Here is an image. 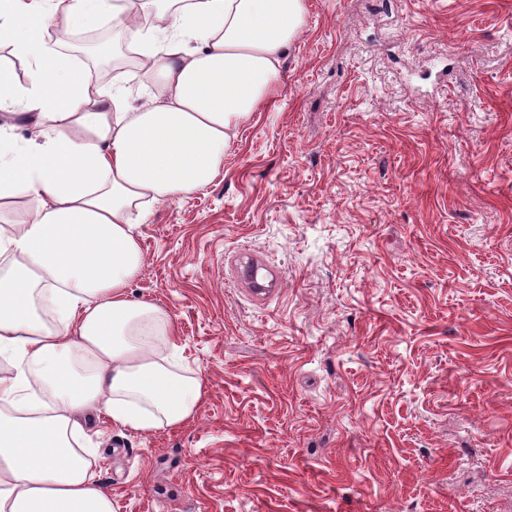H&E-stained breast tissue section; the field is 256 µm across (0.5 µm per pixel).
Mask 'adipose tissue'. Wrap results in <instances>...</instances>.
Masks as SVG:
<instances>
[{"label":"adipose tissue","instance_id":"ef3b65f1","mask_svg":"<svg viewBox=\"0 0 512 512\" xmlns=\"http://www.w3.org/2000/svg\"><path fill=\"white\" fill-rule=\"evenodd\" d=\"M159 78L128 112L60 53L48 22L111 17L120 0H0V42L30 67L0 66V109L40 122L25 145L0 126V206L35 201L0 226V512H112L77 437L91 412L149 434L192 418L203 381L180 373L171 313L132 299L145 259L132 220L211 183L242 127L281 86L304 0H144Z\"/></svg>","mask_w":512,"mask_h":512}]
</instances>
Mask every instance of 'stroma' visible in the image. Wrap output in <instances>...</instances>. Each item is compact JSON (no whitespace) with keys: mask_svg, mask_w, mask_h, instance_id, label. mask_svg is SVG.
Wrapping results in <instances>:
<instances>
[{"mask_svg":"<svg viewBox=\"0 0 512 512\" xmlns=\"http://www.w3.org/2000/svg\"><path fill=\"white\" fill-rule=\"evenodd\" d=\"M305 3L220 175L138 223L198 410L94 415L91 474L114 512H512V0Z\"/></svg>","mask_w":512,"mask_h":512,"instance_id":"35a3bbf8","label":"stroma"}]
</instances>
